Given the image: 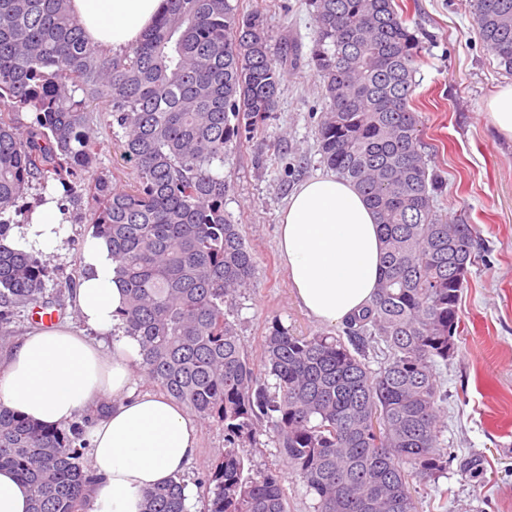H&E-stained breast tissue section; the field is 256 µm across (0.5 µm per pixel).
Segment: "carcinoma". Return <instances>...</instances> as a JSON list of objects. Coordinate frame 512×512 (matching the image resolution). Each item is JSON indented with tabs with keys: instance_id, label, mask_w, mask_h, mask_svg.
I'll list each match as a JSON object with an SVG mask.
<instances>
[{
	"instance_id": "carcinoma-1",
	"label": "carcinoma",
	"mask_w": 512,
	"mask_h": 512,
	"mask_svg": "<svg viewBox=\"0 0 512 512\" xmlns=\"http://www.w3.org/2000/svg\"><path fill=\"white\" fill-rule=\"evenodd\" d=\"M70 2L0 0V341L17 308L50 306L47 267L4 245L13 216L26 213L20 200L51 179L69 192L97 165L92 117L104 110L136 180L114 190L96 177L89 223L112 245L141 371L224 426L204 512H287L279 473L253 469L240 452L264 421L315 512H418L411 481L448 470L437 366L455 349L479 249L473 225L436 207L444 182L410 109L421 45L399 4L308 0L310 63L329 99L317 124L321 162L375 210L384 271L344 334L297 336L274 321L257 364L230 320L254 261L224 214L221 167L225 148L276 110L294 47L274 56L266 15L233 0H166L143 38L114 55L87 37ZM472 8L484 46L512 73V0ZM83 436L81 425H39L0 404V469L30 486V512H84L95 477ZM185 501L178 476L146 494L143 512H187Z\"/></svg>"
}]
</instances>
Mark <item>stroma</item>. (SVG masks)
Returning <instances> with one entry per match:
<instances>
[{"mask_svg": "<svg viewBox=\"0 0 512 512\" xmlns=\"http://www.w3.org/2000/svg\"><path fill=\"white\" fill-rule=\"evenodd\" d=\"M240 2L245 10L266 14L272 53L289 42L301 59L286 70L276 111L224 152V209L239 224L255 261L250 287L233 300L234 317L249 354L257 359L272 321L310 337L339 334L343 326L318 321L299 306L277 248L286 197L323 168L316 128L325 101L309 62L313 16L307 0ZM401 2L423 46L412 109L423 123L431 168L445 181L437 197L439 210L450 220L473 224L480 244L458 305L455 352L439 367L447 395L441 441L448 472L438 481L416 484L419 512H512V139L498 133L489 115L491 98L512 82V74L481 42L470 0ZM108 121L106 113H95L94 136L102 151V172L111 176L113 188L121 189L135 172L123 159ZM280 149L293 165L291 173L269 160ZM90 183V177H83L65 196L70 211L66 251L46 262V295L66 304L65 318L77 328L82 322L68 302L82 272L83 242L92 232ZM196 424L198 456L182 474L188 512H204L209 467L224 450L220 424L201 417ZM244 452L253 468L279 470L287 512H315L313 496L285 466L271 430ZM472 455L483 459L484 471L477 476L459 469L460 461Z\"/></svg>", "mask_w": 512, "mask_h": 512, "instance_id": "35a3bbf8", "label": "stroma"}]
</instances>
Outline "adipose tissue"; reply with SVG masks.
<instances>
[{
    "instance_id": "ef3b65f1",
    "label": "adipose tissue",
    "mask_w": 512,
    "mask_h": 512,
    "mask_svg": "<svg viewBox=\"0 0 512 512\" xmlns=\"http://www.w3.org/2000/svg\"><path fill=\"white\" fill-rule=\"evenodd\" d=\"M165 7L166 0H71L88 37L114 53L135 44ZM69 224L59 194L50 191L6 243L57 254ZM278 246L298 301L316 319L342 322L372 301L383 270L382 236L374 210L349 182L329 172L301 183L283 211ZM82 263L71 303L91 335L68 324L28 333L0 357V403L58 427L89 412L84 440L97 482L87 512H142L146 493L197 457V428L174 400L131 388L142 355L121 330L126 296L109 242L87 237Z\"/></svg>"
}]
</instances>
